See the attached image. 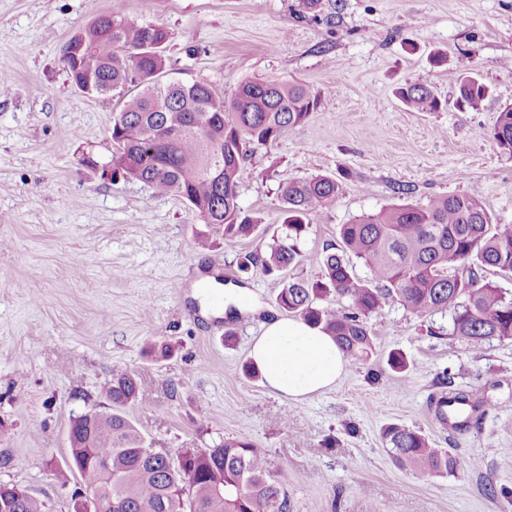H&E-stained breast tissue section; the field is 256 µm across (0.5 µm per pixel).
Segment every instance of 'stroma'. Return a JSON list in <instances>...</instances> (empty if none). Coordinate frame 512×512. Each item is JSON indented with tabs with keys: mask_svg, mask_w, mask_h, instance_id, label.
Segmentation results:
<instances>
[{
	"mask_svg": "<svg viewBox=\"0 0 512 512\" xmlns=\"http://www.w3.org/2000/svg\"><path fill=\"white\" fill-rule=\"evenodd\" d=\"M121 12L170 33L177 78L204 79L225 95L246 80L306 82L321 99L286 138L243 165L239 202L268 227L284 219L279 187L329 174L344 191L310 218L295 276L311 278L338 225L399 203L479 189L512 223V160L486 132L512 105V0H0V484L70 512V489L48 467L69 457V424L117 367L140 378L129 413L155 448H205L240 438L290 473V512H512V341L468 344L428 318L386 306L374 321L377 357L348 364L342 381L304 403L271 393L243 369L254 337L280 316V283L243 274L253 236L198 251L201 224L185 201L137 181H110L115 102L77 91L59 57L95 17ZM489 94L482 111L456 107L448 79L461 58ZM433 88L437 112L396 96ZM171 344L157 363L142 349ZM411 377L391 372L390 351ZM480 404L456 427L435 416L438 377ZM421 429L452 449L454 475L397 469L382 430ZM497 495H490V488Z\"/></svg>",
	"mask_w": 512,
	"mask_h": 512,
	"instance_id": "35a3bbf8",
	"label": "stroma"
}]
</instances>
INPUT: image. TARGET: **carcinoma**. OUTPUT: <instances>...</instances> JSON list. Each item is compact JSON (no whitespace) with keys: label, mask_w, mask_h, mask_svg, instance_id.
<instances>
[{"label":"carcinoma","mask_w":512,"mask_h":512,"mask_svg":"<svg viewBox=\"0 0 512 512\" xmlns=\"http://www.w3.org/2000/svg\"><path fill=\"white\" fill-rule=\"evenodd\" d=\"M168 38L160 25L137 24L111 11L67 41L61 64L83 95L118 98L112 176L183 198L204 225L196 248L232 245L261 230V220L239 205L242 162L305 123L318 95L301 82L248 80L226 98L206 80L173 78L164 55ZM452 80L460 109L480 111L488 89L467 61H459ZM398 96L416 112L441 108L424 84L407 83ZM488 136L511 160V105L499 112ZM342 193L343 184L326 174L283 185L281 228L266 252L239 257V271L256 269L278 279V307L333 336L354 363L376 353L371 319L392 303L420 318L450 313L449 335L470 344L512 340V298L484 276L488 268L512 274V224L499 222L476 188L342 224L339 248L324 255L317 276L285 278L301 261L309 217L333 207ZM354 258L368 277L358 276ZM330 295L339 302L334 310L322 306ZM138 394L137 374L115 369L105 390L108 404L71 419L69 459L54 469L60 487L78 480L73 495L93 491L95 512H289L288 470L274 467L248 441L226 438L174 453L149 447L129 414ZM382 439L400 470L435 476L457 470L456 458L432 446L419 428L390 424ZM45 509L28 489L0 485V512Z\"/></svg>","instance_id":"cac0c4a2"}]
</instances>
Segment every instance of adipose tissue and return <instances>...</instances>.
I'll list each match as a JSON object with an SVG mask.
<instances>
[{
	"mask_svg": "<svg viewBox=\"0 0 512 512\" xmlns=\"http://www.w3.org/2000/svg\"><path fill=\"white\" fill-rule=\"evenodd\" d=\"M249 357L273 393L304 402L333 389L347 360L332 336L294 318L268 321Z\"/></svg>",
	"mask_w": 512,
	"mask_h": 512,
	"instance_id": "ef3b65f1",
	"label": "adipose tissue"
}]
</instances>
